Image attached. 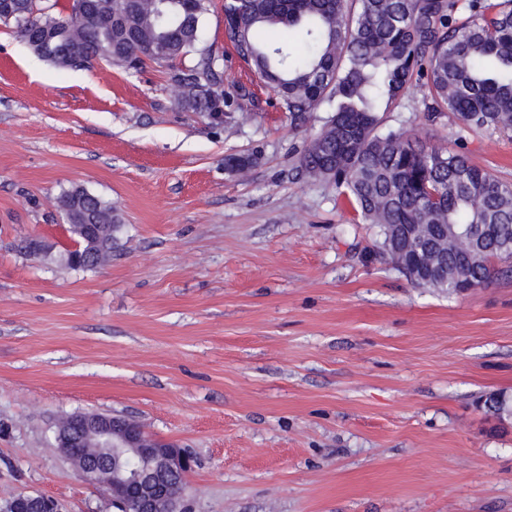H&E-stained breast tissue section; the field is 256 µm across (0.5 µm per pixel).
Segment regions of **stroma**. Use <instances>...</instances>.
Listing matches in <instances>:
<instances>
[{"label": "stroma", "mask_w": 512, "mask_h": 512, "mask_svg": "<svg viewBox=\"0 0 512 512\" xmlns=\"http://www.w3.org/2000/svg\"><path fill=\"white\" fill-rule=\"evenodd\" d=\"M226 106L185 108L167 67L61 70L0 27V506L114 512L57 446L78 412L138 421L194 459L187 512H512V275L447 296L373 260L377 230L298 173L326 110L294 125L249 71L211 0ZM412 88L384 127L463 145L512 185V136L424 117ZM255 152L246 174L224 159ZM74 185L123 217L111 261L36 262L72 239ZM483 406L487 412L503 422L512 419V399L503 393H491L485 396Z\"/></svg>", "instance_id": "obj_1"}]
</instances>
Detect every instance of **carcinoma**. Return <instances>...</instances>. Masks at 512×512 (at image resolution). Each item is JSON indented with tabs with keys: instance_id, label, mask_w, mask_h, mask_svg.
<instances>
[{
	"instance_id": "carcinoma-1",
	"label": "carcinoma",
	"mask_w": 512,
	"mask_h": 512,
	"mask_svg": "<svg viewBox=\"0 0 512 512\" xmlns=\"http://www.w3.org/2000/svg\"><path fill=\"white\" fill-rule=\"evenodd\" d=\"M224 0V30L236 56L277 91L294 124L328 105L320 132L299 152L298 172L331 183L378 228V255L418 288L450 296L512 272V186L473 165L462 151L383 131L382 111L413 85L428 88L426 118L451 113L466 128L512 133V0ZM208 0H96L68 22L56 0H9L0 25L59 69L95 61L138 68L187 54L175 72L180 102L194 112L220 111L215 57L197 48ZM254 154L230 155L243 173ZM70 224H108L100 249L112 257L123 227L112 202L73 186L60 195ZM423 224L414 245H437L438 269L422 274L410 262L403 226ZM472 231L470 250L451 245ZM487 412L512 419V399L485 396Z\"/></svg>"
}]
</instances>
